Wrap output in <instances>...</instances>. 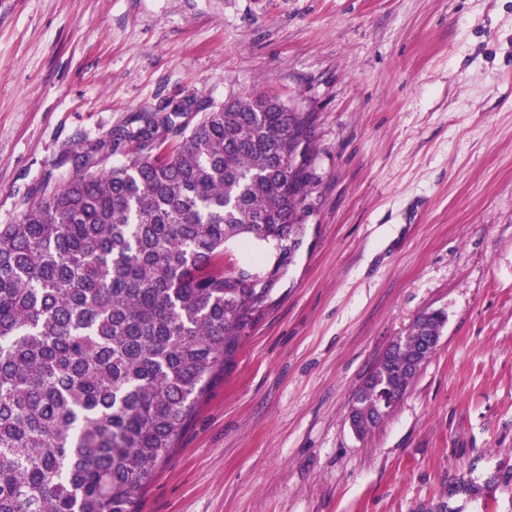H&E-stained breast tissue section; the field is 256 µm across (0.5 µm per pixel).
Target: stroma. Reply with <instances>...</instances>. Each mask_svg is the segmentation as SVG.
Here are the masks:
<instances>
[{
  "mask_svg": "<svg viewBox=\"0 0 512 512\" xmlns=\"http://www.w3.org/2000/svg\"><path fill=\"white\" fill-rule=\"evenodd\" d=\"M256 91L314 116L306 232L138 512H512V0H0V224L134 113ZM434 312L425 311L416 318L410 332L393 343V349L384 355L364 387L359 389L353 404L360 433L368 432L379 423L377 414L381 407V413L385 414L396 406L393 400L383 402L386 396L399 400L413 381L417 372H411L406 361L432 339L440 337L446 318L441 312Z\"/></svg>",
  "mask_w": 512,
  "mask_h": 512,
  "instance_id": "obj_1",
  "label": "stroma"
}]
</instances>
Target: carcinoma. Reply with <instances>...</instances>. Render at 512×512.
<instances>
[{
	"label": "carcinoma",
	"mask_w": 512,
	"mask_h": 512,
	"mask_svg": "<svg viewBox=\"0 0 512 512\" xmlns=\"http://www.w3.org/2000/svg\"><path fill=\"white\" fill-rule=\"evenodd\" d=\"M131 122L0 224V512H137L305 232L310 113L256 94ZM255 241L272 268L224 272L226 245ZM445 321L393 343L355 396L360 433Z\"/></svg>",
	"instance_id": "carcinoma-1"
}]
</instances>
